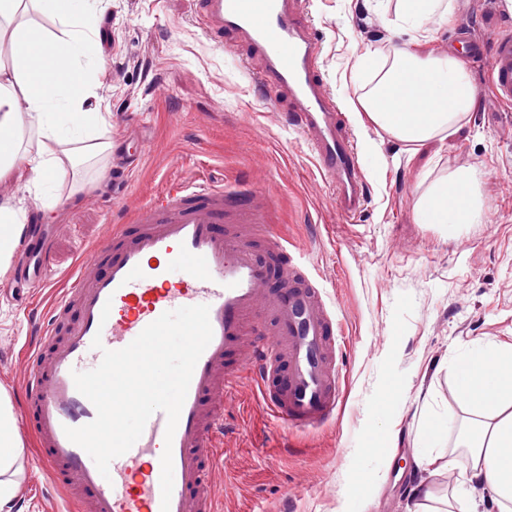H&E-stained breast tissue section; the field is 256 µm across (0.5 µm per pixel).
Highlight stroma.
Masks as SVG:
<instances>
[{"label":"stroma","mask_w":512,"mask_h":512,"mask_svg":"<svg viewBox=\"0 0 512 512\" xmlns=\"http://www.w3.org/2000/svg\"><path fill=\"white\" fill-rule=\"evenodd\" d=\"M197 0H97L90 33L96 101L111 113L102 135L146 141L124 185L108 167L91 174L93 201L71 197L69 179L37 184L6 179L0 200L53 225L52 280L15 282L25 261L0 274V394L21 412L25 303L47 306L80 258L104 240L122 213L146 204L165 183L204 179L262 192L273 229L302 253L341 322L336 366L342 400L313 431H288L243 380L224 401L215 443L224 455L213 475L218 512H408L419 473L414 455L431 420L438 451L455 459L456 441L476 421L455 390L454 362L491 338L512 344V103L500 101L484 60L465 58L476 91L471 112L449 133L411 150L373 123L351 121L362 148L368 200L355 220L336 208L305 138L289 128L287 101L259 97L235 64L243 45L223 52L194 24ZM323 46V78L339 102L364 92V58L386 65L401 38L380 0H311ZM430 48L445 54L456 33L484 42L512 35V0H454L452 18L427 26ZM465 168L482 175L480 223L451 235L418 223L415 204L434 184ZM57 210L42 212L48 196ZM385 438H370L371 429ZM14 468L10 512H61L64 495L38 460L26 424ZM387 458L384 474L374 463Z\"/></svg>","instance_id":"obj_1"}]
</instances>
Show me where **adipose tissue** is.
Returning <instances> with one entry per match:
<instances>
[{"mask_svg": "<svg viewBox=\"0 0 512 512\" xmlns=\"http://www.w3.org/2000/svg\"><path fill=\"white\" fill-rule=\"evenodd\" d=\"M96 0H0V46H7L11 67L0 65V129L27 124L38 145L36 154L19 142L0 148V179L29 176L52 182L67 165L109 156L112 143L97 139L110 113L88 108L87 98L74 87L85 76L81 40L91 28ZM49 17L53 29L28 19V12ZM452 0H397L395 33L407 35L410 46L398 50L383 74L371 70L369 88L358 100L371 123L406 144H422L456 126L470 112L476 91L458 58L418 53L427 44L426 20L450 17ZM482 176L459 169L436 183L416 204L421 224H444L456 232L479 223L484 209ZM456 389L461 400L481 420L465 441L467 453L454 459L470 483L481 486L483 500L498 505L512 500V344L492 339L468 347L458 357ZM440 439L437 426L428 427L425 446L415 456L423 478L414 486V512H447L436 506L429 476L441 471L432 448ZM17 419L8 398L0 397V507L14 494L6 475L12 449L21 447Z\"/></svg>", "mask_w": 512, "mask_h": 512, "instance_id": "1", "label": "adipose tissue"}]
</instances>
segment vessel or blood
<instances>
[{
    "mask_svg": "<svg viewBox=\"0 0 512 512\" xmlns=\"http://www.w3.org/2000/svg\"><path fill=\"white\" fill-rule=\"evenodd\" d=\"M195 25L216 48L233 33L249 52L242 65L257 92L287 98L288 125L308 141L323 181L349 218L366 205L362 160L345 113L322 76V46L310 0H199ZM487 61L498 98L512 102V37L492 47L463 39ZM270 200L252 189L208 181L172 182L80 263L48 320L25 346L23 413L32 418L40 460L73 493L75 512H216L211 474L220 456L224 398L256 379L262 401L284 426L316 428L340 399L336 315L304 263L275 236ZM27 273L36 288L51 278L47 250ZM205 304L213 331L199 358L173 437L154 413L137 442L101 475L66 436L96 416L73 372L97 367L164 312ZM101 338L102 349L92 346ZM171 449L173 489L163 500L161 456Z\"/></svg>",
    "mask_w": 512,
    "mask_h": 512,
    "instance_id": "1",
    "label": "vessel or blood"
}]
</instances>
